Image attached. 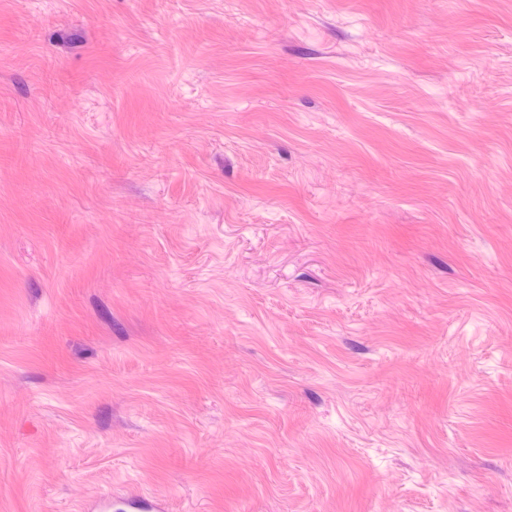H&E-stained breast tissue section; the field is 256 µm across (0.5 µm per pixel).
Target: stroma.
Segmentation results:
<instances>
[{"label": "stroma", "instance_id": "1", "mask_svg": "<svg viewBox=\"0 0 512 512\" xmlns=\"http://www.w3.org/2000/svg\"><path fill=\"white\" fill-rule=\"evenodd\" d=\"M512 512V0H0V512Z\"/></svg>", "mask_w": 512, "mask_h": 512}]
</instances>
